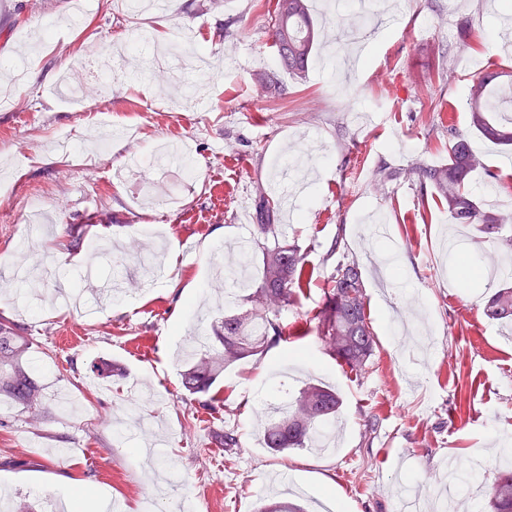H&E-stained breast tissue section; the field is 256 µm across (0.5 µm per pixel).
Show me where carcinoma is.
Masks as SVG:
<instances>
[{
	"label": "carcinoma",
	"mask_w": 512,
	"mask_h": 512,
	"mask_svg": "<svg viewBox=\"0 0 512 512\" xmlns=\"http://www.w3.org/2000/svg\"><path fill=\"white\" fill-rule=\"evenodd\" d=\"M272 35L277 65L295 75L305 74L321 44L320 28L312 18L308 0H278L272 16ZM512 74L495 73L487 80L475 77L468 86L469 133L512 147V120L498 119L495 97L504 79ZM482 166L471 150L468 136L448 128V163L419 164L411 169L420 183L430 184L447 204L449 218L457 224H475L478 232L499 249H512V236L502 234L508 215L500 208H484L470 190L473 173ZM257 209L260 237L252 241L262 256V277L246 289L244 309L224 314V332L195 338L182 359V384L191 395L206 396L224 371L263 354L282 339L281 311L294 302L300 287L304 257L299 246L274 235L275 201L261 194ZM325 302L316 316V335L328 355L351 370L367 365L374 352V332L367 314V295L359 265H338L324 289ZM495 321L512 320V286L493 289L484 306ZM31 343L0 321V396L12 400L33 420L45 410L42 386L33 373ZM342 402L336 392L317 383L305 384L289 402L267 413L263 439L274 453L305 449L321 434V427L336 417ZM491 512H512V470L494 473L489 488Z\"/></svg>",
	"instance_id": "carcinoma-1"
}]
</instances>
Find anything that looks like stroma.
<instances>
[{"label":"stroma","mask_w":512,"mask_h":512,"mask_svg":"<svg viewBox=\"0 0 512 512\" xmlns=\"http://www.w3.org/2000/svg\"><path fill=\"white\" fill-rule=\"evenodd\" d=\"M312 0L322 48L305 76L277 68L270 18L277 0H172L165 14L127 13L123 0H0V61L23 58L26 81L0 87V269L18 249L27 263L69 267L97 252L108 295L96 310L64 302L29 307L56 293L53 282L0 287V317L21 327L40 364L46 413L32 423L0 404V497L11 507L61 505L64 478L92 494L108 492L116 512H140L152 467L176 488L154 492V512H256L274 474L299 490L289 497L319 512L316 492L344 512H396L403 484L427 488L442 460L484 455L485 473L503 467L489 454L493 433L512 449V327L483 313L489 294L480 271L491 247L475 226L456 227L435 191L410 168L448 160V130L468 129L466 88L480 65L512 71L496 26L502 0H373L378 37L362 64L337 34L345 10ZM55 22L46 40L43 27ZM145 37L148 51L177 42L204 51L215 81L202 99L184 97L191 73L146 71L140 52L112 83L90 81L80 110L52 88L82 74L80 59L110 56L114 45ZM277 73L288 96L266 95ZM322 146L319 178L298 217L278 231L305 257L306 286L281 313L286 338L228 369L206 408L181 384L179 354L196 331L219 326L225 295L215 238L256 233L239 223L241 202L268 190L278 160L306 130ZM167 140L197 162L130 174L134 156ZM484 161L470 186L493 188L512 207V166L500 146L471 136ZM46 216L50 235H28ZM456 235L474 275L450 270L443 241ZM400 253L393 277L369 250ZM360 264L377 346L358 372L332 359L315 333L323 288L340 262ZM101 361L125 377L94 378ZM313 380L343 404L331 427L335 450L272 454L262 438L265 404L279 385ZM234 432L236 448L220 434Z\"/></svg>","instance_id":"obj_1"}]
</instances>
